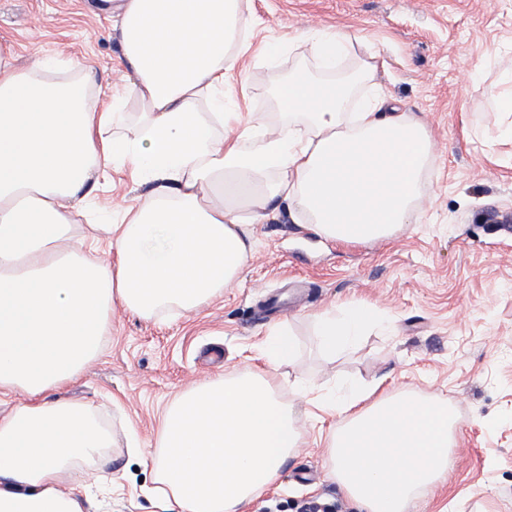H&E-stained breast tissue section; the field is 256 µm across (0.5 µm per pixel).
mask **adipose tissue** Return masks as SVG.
Returning <instances> with one entry per match:
<instances>
[{"mask_svg":"<svg viewBox=\"0 0 512 512\" xmlns=\"http://www.w3.org/2000/svg\"><path fill=\"white\" fill-rule=\"evenodd\" d=\"M122 67L143 104L130 124L122 98L92 97L89 69L60 80L56 62L19 66L0 39V512H89L75 485L112 445L91 407L57 398L102 350L112 310L152 318L196 312L253 256V224L294 202L320 235L392 237L418 221L435 141L386 95L351 106L376 60L340 74L354 48L342 30L314 29L319 70L295 68L273 89L286 122L255 126L227 108L224 87L248 46L242 0H120ZM207 111H197L199 102ZM146 187L105 225L107 252L76 238L88 188L107 171ZM374 318L344 307L314 318L328 356L351 349ZM261 365L204 380L168 405L150 453L153 494L167 512H245L303 444L278 369L295 340L275 326ZM374 387L328 394L337 413L329 477L364 512H412L453 463L448 399Z\"/></svg>","mask_w":512,"mask_h":512,"instance_id":"ef3b65f1","label":"adipose tissue"}]
</instances>
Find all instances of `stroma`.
Masks as SVG:
<instances>
[{
    "label": "stroma",
    "mask_w": 512,
    "mask_h": 512,
    "mask_svg": "<svg viewBox=\"0 0 512 512\" xmlns=\"http://www.w3.org/2000/svg\"><path fill=\"white\" fill-rule=\"evenodd\" d=\"M243 8L249 48L228 89L263 125L283 120L274 86L297 66H315L302 33L355 34L347 69L366 49L379 52L377 82L435 136L420 221L387 243L331 242L283 203L253 225L254 255L238 281L198 312L144 319L114 307L102 353L60 391L99 408L116 442L88 467V494L98 512H163L147 493L153 473L128 442L156 447L170 401L195 382L248 368L284 323L299 356L279 372L314 396L374 382L383 396H447L458 420L454 464L414 512H512V140L497 128L512 115L496 112L490 95L507 89L512 72V0H243ZM0 35L12 39L19 62L39 48L92 67L99 96L120 86V32L87 0H0ZM285 40L294 49L269 60L268 48ZM144 193L110 172L88 201L117 218ZM344 306L370 308L376 318L353 350L329 362L312 317ZM337 423L302 421V447L250 512H360L327 477L324 434ZM119 474L125 491L109 494Z\"/></svg>",
    "instance_id": "stroma-1"
}]
</instances>
